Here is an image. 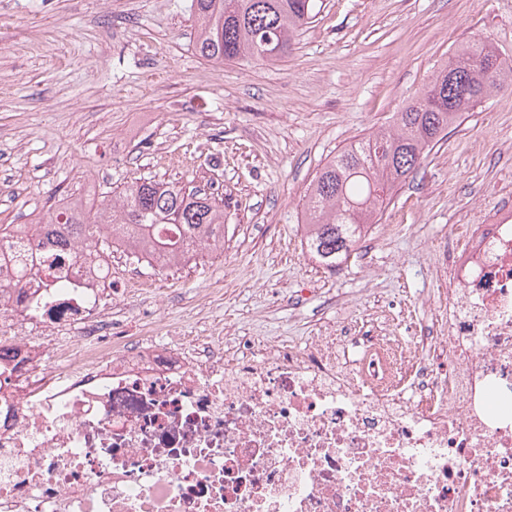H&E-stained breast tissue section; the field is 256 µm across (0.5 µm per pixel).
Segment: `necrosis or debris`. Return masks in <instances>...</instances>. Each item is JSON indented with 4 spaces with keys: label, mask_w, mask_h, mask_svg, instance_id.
<instances>
[{
    "label": "necrosis or debris",
    "mask_w": 512,
    "mask_h": 512,
    "mask_svg": "<svg viewBox=\"0 0 512 512\" xmlns=\"http://www.w3.org/2000/svg\"><path fill=\"white\" fill-rule=\"evenodd\" d=\"M442 257L431 324L229 351L112 349L110 274L59 254L0 354V512H512V214Z\"/></svg>",
    "instance_id": "1"
}]
</instances>
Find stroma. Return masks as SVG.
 I'll list each match as a JSON object with an SVG mask.
<instances>
[{
	"instance_id": "1",
	"label": "stroma",
	"mask_w": 512,
	"mask_h": 512,
	"mask_svg": "<svg viewBox=\"0 0 512 512\" xmlns=\"http://www.w3.org/2000/svg\"><path fill=\"white\" fill-rule=\"evenodd\" d=\"M190 0H0V225L58 199L98 203L140 178L224 203V246L168 269L111 257L112 342L299 338L448 286L453 224L512 208V88L452 126L382 219L398 237L330 273L304 244V195L341 149L392 125L467 41L512 63V0H316L273 64L209 63Z\"/></svg>"
}]
</instances>
